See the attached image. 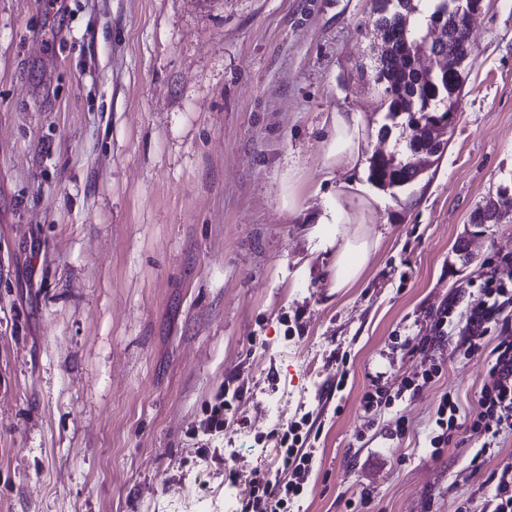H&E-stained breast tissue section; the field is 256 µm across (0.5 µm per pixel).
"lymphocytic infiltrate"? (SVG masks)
Returning <instances> with one entry per match:
<instances>
[{
    "instance_id": "f902f5d3",
    "label": "lymphocytic infiltrate",
    "mask_w": 512,
    "mask_h": 512,
    "mask_svg": "<svg viewBox=\"0 0 512 512\" xmlns=\"http://www.w3.org/2000/svg\"><path fill=\"white\" fill-rule=\"evenodd\" d=\"M494 331L499 332L500 339L490 348L486 338ZM485 351L489 352L490 358L476 414L461 416L456 399L449 394L443 395L429 439L431 448L439 452L453 442L460 430L471 431L478 440L471 457V463L476 467L485 456L499 448L502 436L512 435V285L499 279L491 264L479 276L466 325L452 354L469 360ZM440 373V367L432 364L420 374L403 379L395 393L381 389L365 392L362 407L369 412L383 405L391 406L405 394H418ZM313 427L306 414L288 424L277 441L278 469L272 474L252 475L242 512H288L311 472L314 451L307 448L306 443Z\"/></svg>"
}]
</instances>
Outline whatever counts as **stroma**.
<instances>
[{
    "mask_svg": "<svg viewBox=\"0 0 512 512\" xmlns=\"http://www.w3.org/2000/svg\"><path fill=\"white\" fill-rule=\"evenodd\" d=\"M370 0H0V512H224L264 449L272 401L318 434L300 512H487L512 436L433 454L441 396L474 414L486 355L445 358L418 396L367 413L418 372L406 339L512 253V0H484L457 122L412 185L368 178L380 136ZM359 156L329 165L334 115ZM358 183L347 233L376 247L332 288L321 214ZM343 390H336V382ZM220 434L193 429L219 389ZM407 431L390 438L397 418ZM503 214L507 211H501ZM498 210L497 204L494 199H486L484 204L479 205L471 214V224L483 225V224H501L503 215ZM510 213H507L509 216Z\"/></svg>",
    "mask_w": 512,
    "mask_h": 512,
    "instance_id": "obj_1",
    "label": "stroma"
}]
</instances>
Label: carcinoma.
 Returning <instances> with one entry per match:
<instances>
[{
  "instance_id": "carcinoma-1",
  "label": "carcinoma",
  "mask_w": 512,
  "mask_h": 512,
  "mask_svg": "<svg viewBox=\"0 0 512 512\" xmlns=\"http://www.w3.org/2000/svg\"><path fill=\"white\" fill-rule=\"evenodd\" d=\"M373 0L371 19L374 38L382 50L375 57L373 80L381 89V107L386 119L404 118L411 136L407 151L376 154L370 158L369 179L379 187L401 188L415 181L419 171L414 157L441 156L447 142L441 134L455 123L459 101L467 80L469 56L457 52L470 42L460 14L476 0ZM422 52L441 55L447 62L424 70ZM503 215L494 199L485 200L471 214V223L500 224Z\"/></svg>"
}]
</instances>
